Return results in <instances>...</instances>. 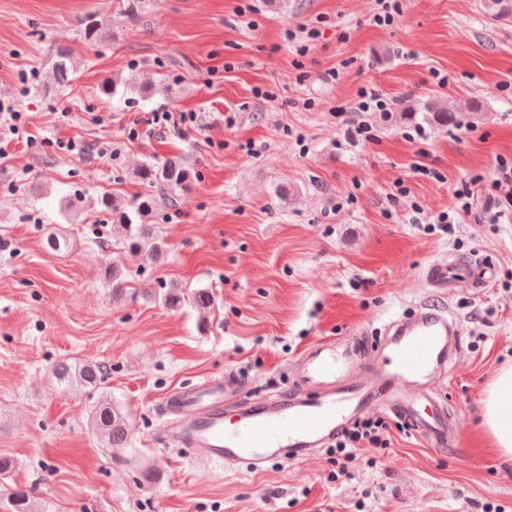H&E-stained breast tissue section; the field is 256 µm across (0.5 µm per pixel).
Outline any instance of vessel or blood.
<instances>
[{"label": "vessel or blood", "instance_id": "b4317fda", "mask_svg": "<svg viewBox=\"0 0 512 512\" xmlns=\"http://www.w3.org/2000/svg\"><path fill=\"white\" fill-rule=\"evenodd\" d=\"M493 263L436 261L423 277L429 287L481 288ZM457 323L446 309L421 304L392 321L381 339L358 331L308 346L290 395L257 397L235 374L208 379L165 397L157 407L165 435L188 456L227 467L262 468L267 461L299 460L325 446L363 414L390 412L439 451L458 445L460 428L434 388L453 358Z\"/></svg>", "mask_w": 512, "mask_h": 512}]
</instances>
